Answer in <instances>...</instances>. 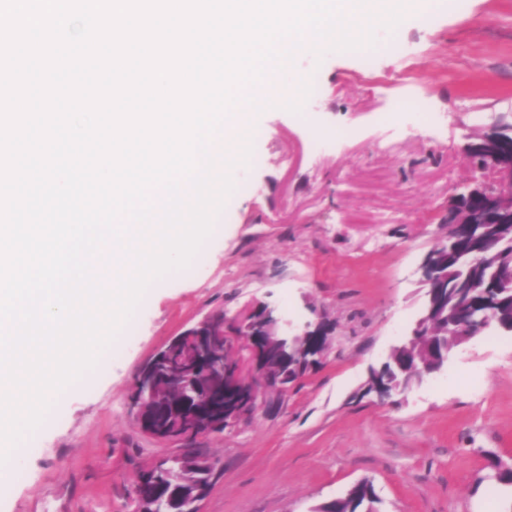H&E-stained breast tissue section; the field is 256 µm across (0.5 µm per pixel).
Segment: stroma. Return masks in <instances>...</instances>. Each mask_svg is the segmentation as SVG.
<instances>
[{"mask_svg":"<svg viewBox=\"0 0 512 512\" xmlns=\"http://www.w3.org/2000/svg\"><path fill=\"white\" fill-rule=\"evenodd\" d=\"M353 51L297 54L321 93L252 118L249 160L188 267L146 291L88 372L22 444L0 512H132L138 474L178 453L142 433V364L204 317L275 302L335 332L322 364L255 415L191 447L216 463L202 512H315L370 480L379 512H512L489 480L512 459V336H479L408 392L366 390L418 318L416 272L471 182L469 136L512 114V0H430ZM372 54L375 69L362 59ZM384 112L406 120L382 124Z\"/></svg>","mask_w":512,"mask_h":512,"instance_id":"1","label":"stroma"}]
</instances>
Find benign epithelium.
I'll list each match as a JSON object with an SVG mask.
<instances>
[{"label":"benign epithelium","instance_id":"7a95c632","mask_svg":"<svg viewBox=\"0 0 512 512\" xmlns=\"http://www.w3.org/2000/svg\"><path fill=\"white\" fill-rule=\"evenodd\" d=\"M478 153L477 170L484 177L463 192L454 193L448 206L461 197L475 198L474 205L448 217V237L460 232L473 235L474 230L491 224L498 235L512 233V149L505 148L495 132L490 131L476 144H466L464 155L473 160ZM496 269L499 287L512 289V259L496 252L484 251ZM504 317L495 305L479 312L462 315L433 301H426L422 318L447 321L453 335H476L487 323ZM322 319L296 326L275 304L257 301L235 315L212 314L173 337L138 372L133 404L138 427L163 443H180L199 434L220 432L237 427L251 417L270 392L271 375L281 370L280 355L288 356L296 370L309 369L320 360L330 341L322 345L311 342L313 336H330ZM436 362L425 360L413 373L391 384L370 382L371 390L382 400L407 392L424 377L436 373ZM213 390V402L202 414H184L176 418L162 412L171 401V391L197 390L203 378ZM208 487L197 478L182 480V512H201V502Z\"/></svg>","mask_w":512,"mask_h":512}]
</instances>
